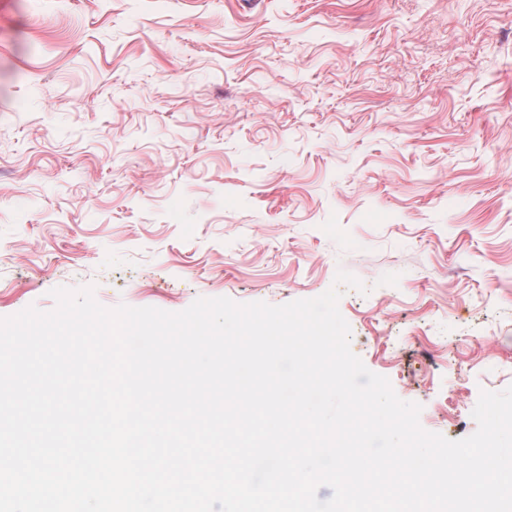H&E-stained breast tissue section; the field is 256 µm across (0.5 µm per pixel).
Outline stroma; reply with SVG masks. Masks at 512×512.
I'll list each match as a JSON object with an SVG mask.
<instances>
[{"instance_id": "obj_1", "label": "stroma", "mask_w": 512, "mask_h": 512, "mask_svg": "<svg viewBox=\"0 0 512 512\" xmlns=\"http://www.w3.org/2000/svg\"><path fill=\"white\" fill-rule=\"evenodd\" d=\"M341 269L353 353L473 434L512 385V0H0V317Z\"/></svg>"}]
</instances>
